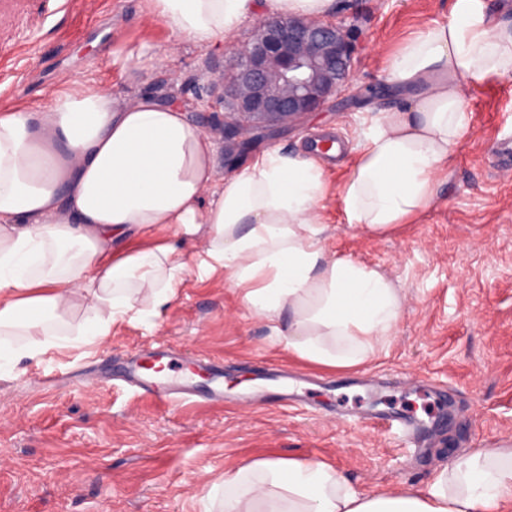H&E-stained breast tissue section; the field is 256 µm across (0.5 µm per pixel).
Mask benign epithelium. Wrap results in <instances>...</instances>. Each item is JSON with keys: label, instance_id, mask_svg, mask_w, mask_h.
<instances>
[{"label": "benign epithelium", "instance_id": "7a95c632", "mask_svg": "<svg viewBox=\"0 0 512 512\" xmlns=\"http://www.w3.org/2000/svg\"><path fill=\"white\" fill-rule=\"evenodd\" d=\"M355 46L347 27L330 20L262 19L238 49L223 87L224 143L242 156L255 133L293 125L328 106L351 80Z\"/></svg>", "mask_w": 512, "mask_h": 512}]
</instances>
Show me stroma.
Listing matches in <instances>:
<instances>
[{
    "label": "stroma",
    "mask_w": 512,
    "mask_h": 512,
    "mask_svg": "<svg viewBox=\"0 0 512 512\" xmlns=\"http://www.w3.org/2000/svg\"><path fill=\"white\" fill-rule=\"evenodd\" d=\"M452 4L336 0L332 18L358 46L350 84L324 111L256 140L251 155L302 151L313 137L359 141L376 110L397 102L386 81L391 55L447 20ZM145 9V0H71L35 39L0 40V94L38 105L77 72L124 98L159 93L223 137L212 80L233 68L253 22L220 49L174 48ZM142 50L143 70L125 71L122 58ZM460 91L470 127L432 207L373 235L348 226L338 198L329 202V250L378 267L405 294L393 337L370 360L336 371L297 359L223 273L189 265L155 324L127 321L93 347L0 363V512H224L225 472L265 458L322 460L376 493L425 484L454 455L512 441V160L493 152L512 133V76L465 79ZM155 348L222 361L229 407H162L113 378L128 354ZM270 365L298 375L303 405L233 408ZM416 397L429 405L415 415L425 426L416 447L356 423L375 410L404 414Z\"/></svg>",
    "instance_id": "stroma-1"
}]
</instances>
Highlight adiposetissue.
Returning <instances> with one entry per match:
<instances>
[{"mask_svg": "<svg viewBox=\"0 0 512 512\" xmlns=\"http://www.w3.org/2000/svg\"><path fill=\"white\" fill-rule=\"evenodd\" d=\"M334 0H149L173 43L217 48L259 17L321 20ZM512 73V23L481 0L406 38L388 65L399 104L379 111L339 190L319 157L273 147L218 178L217 141L180 106L131 99L72 74L47 109L0 101V333L30 356L89 345L116 323L170 306L197 237L199 266L223 271L241 303L300 359L344 370L393 335L403 289L377 267L328 255L321 212L338 192L349 226L383 234L429 208L437 175L466 134L459 81ZM175 228L178 237L134 240ZM93 309L76 336L67 311ZM287 325H280V317ZM512 512V448L454 458L425 487L376 495L331 465L257 460L224 475V512Z\"/></svg>", "mask_w": 512, "mask_h": 512, "instance_id": "obj_1", "label": "adipose tissue"}]
</instances>
